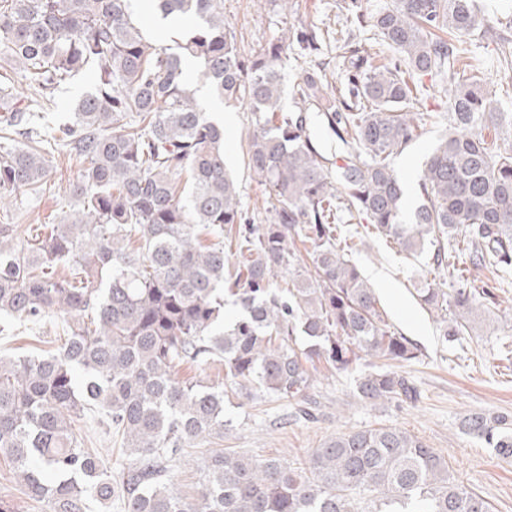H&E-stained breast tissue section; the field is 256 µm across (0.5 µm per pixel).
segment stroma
I'll return each mask as SVG.
<instances>
[{
    "label": "stroma",
    "mask_w": 512,
    "mask_h": 512,
    "mask_svg": "<svg viewBox=\"0 0 512 512\" xmlns=\"http://www.w3.org/2000/svg\"><path fill=\"white\" fill-rule=\"evenodd\" d=\"M348 2L290 0L283 12L272 0H224V22L245 57L279 37L288 23L329 31L316 60L324 65L328 93L337 97L347 87L348 62L333 31H343L368 52H380L389 60L396 57L393 49L376 43L371 29L360 30L351 24ZM460 47L475 74L494 85L501 111L512 113V84L501 63L500 45L474 35L464 38ZM421 83L423 89L414 109L427 113L428 119L420 136L393 160L404 185L405 212L409 215L422 202L418 185L421 167L433 142L447 127L450 110L439 79L425 76ZM94 84L95 77L88 71L71 80L46 117L44 135H54ZM221 122L226 162L237 180L243 210L256 223H263L269 197L249 168L248 142L253 125L248 105L240 102L226 107ZM50 160L53 174L42 192L32 195L19 191L0 203V224L16 225L19 238L32 235L36 225L60 223L73 208L69 184L76 180L80 163L61 148L52 151ZM360 236L366 237L369 245L352 254V261L377 289L395 329L421 350L418 359L400 366L416 386L417 400L399 407L366 404L353 393L355 372L336 373L321 364L310 391L315 401L310 417L288 422L284 402L243 398L225 381L223 363L178 366L177 379L223 392L228 421L223 433L179 449L173 482L182 496L193 495L202 478L201 463L215 449L258 460L278 458L302 468L312 451L336 432L393 426L434 448L447 460L454 476L489 504L490 512H512V456L497 454L461 429L463 417L472 412L512 416V272L494 275L485 269L471 270V278L494 289L498 302L471 324L465 336L447 342L431 315L421 308L413 289L414 280L432 277L428 259L407 257L394 242L375 237L366 218L342 224V239ZM62 327L61 318L51 315L37 327L19 325L2 332L0 355L57 353L64 342ZM0 512H50L47 502L28 496L12 466L1 460Z\"/></svg>",
    "instance_id": "1"
}]
</instances>
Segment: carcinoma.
Instances as JSON below:
<instances>
[{
  "mask_svg": "<svg viewBox=\"0 0 512 512\" xmlns=\"http://www.w3.org/2000/svg\"><path fill=\"white\" fill-rule=\"evenodd\" d=\"M164 17L199 21L176 48L143 32L132 0H0V195L39 193L50 175L39 113L83 71L97 76L54 140L81 164L69 188L75 210L44 238L16 242L0 224V316L32 324L62 316L56 354L0 356V458L50 512H489L447 461L407 431L338 432L306 468L214 450L193 500L174 488L180 448L224 431V393L178 380L179 363H224L246 398L286 400L307 414L310 367L345 372L362 357L409 362L418 349L394 330L376 291L339 243L340 223L370 219L374 234L426 254L450 288L415 293L441 336L464 334L494 294L460 275L474 265L512 271V143L483 131L507 127L495 91L468 71L456 42L500 37L512 18L481 14L476 0H393L352 23L372 26L399 54L376 64L349 47L346 98L327 97L321 65L306 70L281 106L288 46L320 51L323 34L290 26L244 60L224 24V0H154ZM192 63L221 102L253 113L249 167L274 217L254 224L224 163V128L187 87ZM31 88L21 99L13 76ZM451 79L448 130L419 177L423 203L403 222L404 189L392 161L419 136L424 113L414 77ZM324 114L344 146L329 167L310 137ZM221 241L204 243L203 236ZM311 244L312 266L298 244ZM63 266L69 276L55 275ZM355 395L372 405L414 401L400 371H363ZM92 414L121 440L107 469L82 447L74 414ZM464 433L512 456V418L466 415Z\"/></svg>",
  "mask_w": 512,
  "mask_h": 512,
  "instance_id": "cac0c4a2",
  "label": "carcinoma"
}]
</instances>
